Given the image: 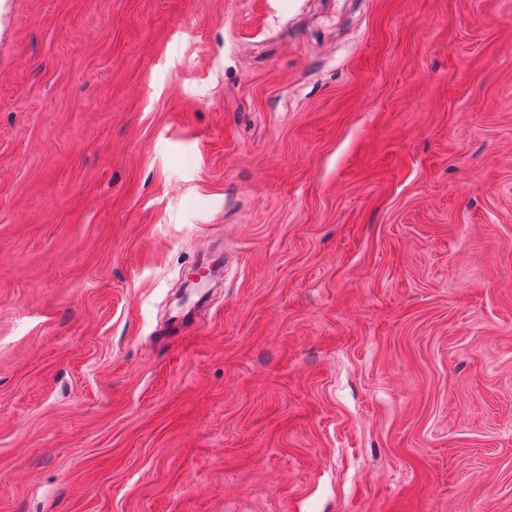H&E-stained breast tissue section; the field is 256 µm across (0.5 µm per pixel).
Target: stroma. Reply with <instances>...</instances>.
<instances>
[{
    "mask_svg": "<svg viewBox=\"0 0 512 512\" xmlns=\"http://www.w3.org/2000/svg\"><path fill=\"white\" fill-rule=\"evenodd\" d=\"M0 512H512V0H0Z\"/></svg>",
    "mask_w": 512,
    "mask_h": 512,
    "instance_id": "1",
    "label": "stroma"
}]
</instances>
